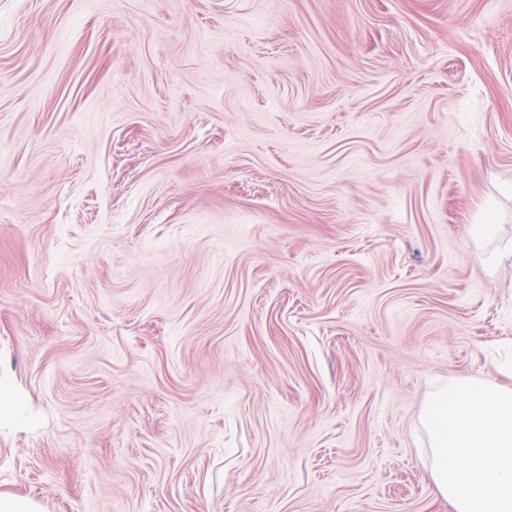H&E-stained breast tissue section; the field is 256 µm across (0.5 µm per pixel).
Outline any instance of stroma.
I'll return each mask as SVG.
<instances>
[{
	"label": "stroma",
	"mask_w": 512,
	"mask_h": 512,
	"mask_svg": "<svg viewBox=\"0 0 512 512\" xmlns=\"http://www.w3.org/2000/svg\"><path fill=\"white\" fill-rule=\"evenodd\" d=\"M511 240L512 0H0V492L452 512ZM19 402L17 396L8 388L0 385V427L19 420Z\"/></svg>",
	"instance_id": "stroma-1"
}]
</instances>
